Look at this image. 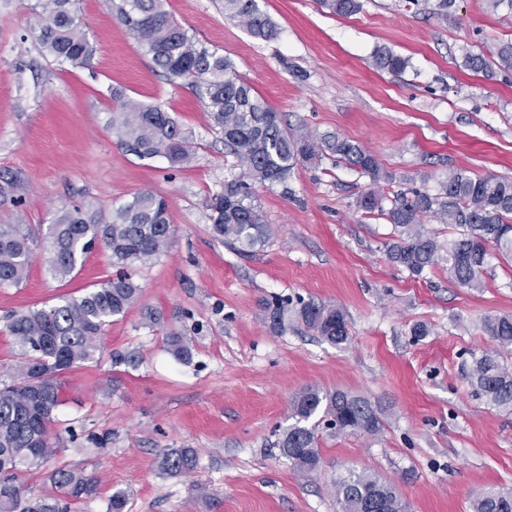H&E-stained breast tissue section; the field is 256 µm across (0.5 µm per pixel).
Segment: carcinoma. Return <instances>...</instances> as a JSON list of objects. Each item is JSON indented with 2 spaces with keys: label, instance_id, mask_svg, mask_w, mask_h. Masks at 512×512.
I'll list each match as a JSON object with an SVG mask.
<instances>
[{
  "label": "carcinoma",
  "instance_id": "obj_1",
  "mask_svg": "<svg viewBox=\"0 0 512 512\" xmlns=\"http://www.w3.org/2000/svg\"><path fill=\"white\" fill-rule=\"evenodd\" d=\"M339 16H351L363 7L362 0H319ZM117 19L145 49L155 67L169 81L185 82L203 103L212 129L224 137L226 154L240 173L224 183L222 191L209 196L206 207L215 237L238 251L250 253L265 246L271 237L252 186L272 187L288 180L299 164L314 163L327 155L379 184L392 183L376 156L364 147L335 135L317 136L302 128L288 127L275 111L237 73L234 63L219 49L188 35L170 12L165 0H112ZM224 18L246 25L256 38L270 40L278 29L261 12L257 0H219ZM35 23L31 34L44 55L58 63L89 65L96 48L78 15L77 0H36L31 6ZM371 65L397 75L407 60L385 48L372 55ZM467 69L489 79L512 73V40L498 43L490 54L469 55ZM115 107L108 125L120 144L140 159L156 156L184 164L189 158L192 132L159 105H146L112 91ZM369 216H378L393 227L386 243L389 261L412 276L445 265L460 286L480 289L492 257L512 261V179L496 175L473 177L462 168L444 174L435 194L418 189L386 193L370 191L357 200ZM433 218L448 226V240H439L425 228ZM173 229L164 198L142 191L104 212L84 204L58 208L46 228L52 253L50 271L65 278L92 245L101 243L110 252L114 277L99 288L78 297L7 316V328L21 353L10 382L0 383V512H76L82 503L100 494L97 477L80 469L56 468L47 473L51 490L28 497L18 482L23 473L38 472L63 447V434L78 438L74 428L59 431L56 411L62 404L58 376L75 365L92 361L98 339L112 318L125 313L139 297L134 271L164 254ZM34 238L20 224H0V286L18 285L34 261ZM269 326L282 333L292 319L331 344L347 341L349 322L343 308L313 298L295 308L275 296L264 302ZM481 327L495 343L472 362L471 384L486 401L512 411V367L504 356L512 355V315L488 316ZM170 350L186 360L191 348L183 337L169 333ZM280 448L293 467L311 473L319 467V427L335 434L375 436L385 428L381 413L361 395L308 387L291 401ZM191 448H170L162 453L161 468L184 474L196 468ZM334 494L339 512H408V504L383 477L354 470L338 478ZM473 512H512V491L493 489L477 493Z\"/></svg>",
  "mask_w": 512,
  "mask_h": 512
}]
</instances>
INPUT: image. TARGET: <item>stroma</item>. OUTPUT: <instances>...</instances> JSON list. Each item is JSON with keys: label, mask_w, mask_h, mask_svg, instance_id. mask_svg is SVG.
Here are the masks:
<instances>
[{"label": "stroma", "mask_w": 512, "mask_h": 512, "mask_svg": "<svg viewBox=\"0 0 512 512\" xmlns=\"http://www.w3.org/2000/svg\"><path fill=\"white\" fill-rule=\"evenodd\" d=\"M34 0H0V223L46 227L62 205L112 209L143 190L168 203V251L140 267L139 299L106 327L98 359L59 377V419L103 436L66 443L50 467L101 480L83 512H106L124 490L128 512H337L332 485L350 470L379 474L411 512H472L474 493L512 488V414L471 385L475 357L492 347L479 326L512 314V267L491 260L481 290L445 267L409 276L388 259L392 227L357 201L369 177L335 159L295 167L286 185L255 188L273 236L241 253L210 232L205 201L236 170L209 114L187 86L160 76L116 18L110 0H80L96 47L91 65L58 64L31 39ZM342 17L317 0H257L279 33L264 41L224 19L214 0H167L189 34L217 47L291 125L348 138L413 189L433 191L449 168L512 178V73L486 79L468 55L512 39V8L485 0H362ZM385 47L408 59L400 75L376 70ZM162 104L193 132L192 160L173 167L122 148L106 125L111 89ZM38 242L28 276L0 286V378L18 348L4 317L78 296L115 273L96 247L66 278ZM278 295L343 307L349 339L334 346L293 322L271 331L262 307ZM162 324L149 325L147 311ZM429 335L417 338L415 324ZM192 347L176 359L168 334ZM308 386L371 399L386 428L319 437L320 467L296 471L279 440L293 396ZM191 448L196 469L169 475L165 449Z\"/></svg>", "instance_id": "1"}]
</instances>
